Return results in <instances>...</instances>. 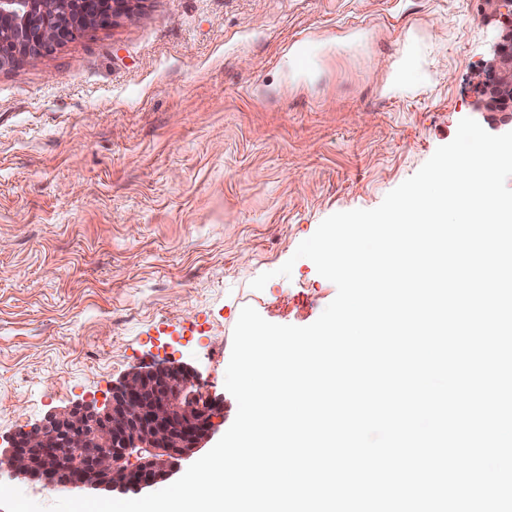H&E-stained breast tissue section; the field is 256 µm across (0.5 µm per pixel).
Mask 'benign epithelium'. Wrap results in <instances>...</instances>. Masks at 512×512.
Here are the masks:
<instances>
[{"label":"benign epithelium","instance_id":"7a95c632","mask_svg":"<svg viewBox=\"0 0 512 512\" xmlns=\"http://www.w3.org/2000/svg\"><path fill=\"white\" fill-rule=\"evenodd\" d=\"M134 0H58L75 3L85 22L48 12L45 0H0V30L13 50L0 51V68L37 59L85 32L105 28L133 10ZM486 21L508 17L482 69L475 111L512 125V0H480ZM219 399L183 366L134 369L112 387L102 409L76 404L12 437L0 451V470L54 488L139 492L169 479L213 436Z\"/></svg>","mask_w":512,"mask_h":512}]
</instances>
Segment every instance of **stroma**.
Masks as SVG:
<instances>
[{
	"label": "stroma",
	"mask_w": 512,
	"mask_h": 512,
	"mask_svg": "<svg viewBox=\"0 0 512 512\" xmlns=\"http://www.w3.org/2000/svg\"><path fill=\"white\" fill-rule=\"evenodd\" d=\"M498 28L480 0H139L0 69V443L160 362L231 426L242 308L320 316L297 246L454 139Z\"/></svg>",
	"instance_id": "stroma-1"
}]
</instances>
